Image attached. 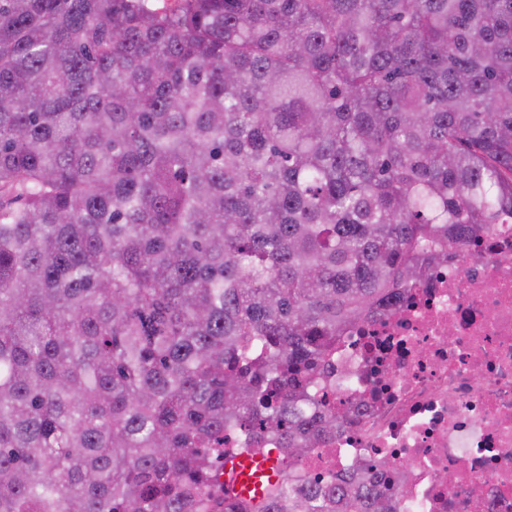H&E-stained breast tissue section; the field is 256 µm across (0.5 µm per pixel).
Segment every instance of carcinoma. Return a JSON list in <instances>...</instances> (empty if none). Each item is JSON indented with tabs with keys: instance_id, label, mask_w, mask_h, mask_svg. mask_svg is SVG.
<instances>
[{
	"instance_id": "obj_1",
	"label": "carcinoma",
	"mask_w": 512,
	"mask_h": 512,
	"mask_svg": "<svg viewBox=\"0 0 512 512\" xmlns=\"http://www.w3.org/2000/svg\"><path fill=\"white\" fill-rule=\"evenodd\" d=\"M491 224L512 0H0V512H391L322 368ZM274 453L241 454L224 463V488L241 499L259 498L263 485L274 482L276 475Z\"/></svg>"
}]
</instances>
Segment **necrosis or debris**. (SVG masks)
I'll use <instances>...</instances> for the list:
<instances>
[{
  "label": "necrosis or debris",
  "instance_id": "1",
  "mask_svg": "<svg viewBox=\"0 0 512 512\" xmlns=\"http://www.w3.org/2000/svg\"><path fill=\"white\" fill-rule=\"evenodd\" d=\"M344 412L303 474L373 462L395 512H512V224L452 247L401 306L350 327L317 387Z\"/></svg>",
  "mask_w": 512,
  "mask_h": 512
}]
</instances>
